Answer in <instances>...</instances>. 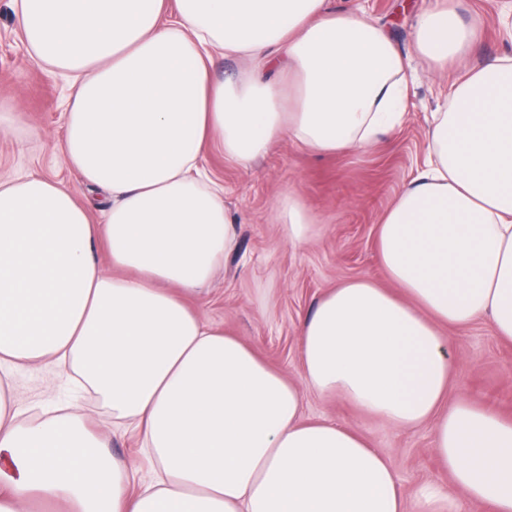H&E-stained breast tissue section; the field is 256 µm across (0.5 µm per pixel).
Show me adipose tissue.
Masks as SVG:
<instances>
[{
	"label": "adipose tissue",
	"instance_id": "ef3b65f1",
	"mask_svg": "<svg viewBox=\"0 0 512 512\" xmlns=\"http://www.w3.org/2000/svg\"><path fill=\"white\" fill-rule=\"evenodd\" d=\"M11 3L33 59L68 82L64 160L109 200L94 224L48 178L0 181V512H463L433 482L407 499L363 435L303 418L307 388L400 429L430 425L466 501L512 512V419L449 401L441 335L487 319L512 340V56L468 65L479 28L454 0L418 16L419 52L456 76L425 168L378 229L390 285L347 280L317 301L298 385L189 303L235 243L203 153L215 142L245 165L283 139L372 146L404 115L407 58L329 0ZM217 52L245 56L250 73L213 79ZM274 219L290 243L315 233L295 193ZM48 358L140 433L156 483L131 491L129 465L76 408L20 419L4 374Z\"/></svg>",
	"mask_w": 512,
	"mask_h": 512
}]
</instances>
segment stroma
Returning <instances> with one entry per match:
<instances>
[{
    "instance_id": "1",
    "label": "stroma",
    "mask_w": 512,
    "mask_h": 512,
    "mask_svg": "<svg viewBox=\"0 0 512 512\" xmlns=\"http://www.w3.org/2000/svg\"><path fill=\"white\" fill-rule=\"evenodd\" d=\"M336 8L383 26L415 69V81L400 125L375 146L322 155L283 140L250 166L238 165L218 145L206 151L205 166L224 186V209L237 227L235 251L207 290L195 296L206 322L232 333L289 380L301 382L299 331L316 301L340 282L360 277L380 285L388 280L376 251L378 225L402 185L422 166L432 112L443 106L449 77L419 57L415 19L432 0H333ZM512 0H460L462 24L480 20L478 38L468 49L473 64L512 55V38L501 18ZM65 78L45 71L28 54L10 0H0V114L18 120L0 133V180L27 173L47 176L81 198H102L100 188L82 185L62 154ZM296 192L318 216L308 243L288 244L273 222L276 202ZM457 363L449 400L467 398L512 417V343L502 341L486 320L443 331ZM70 367L45 360L9 373L15 405L38 421L55 408L77 402L90 426L110 436L113 454L130 460L134 483L153 479L156 467L131 433L112 430V416L97 398L80 391ZM304 418L329 419L355 428L386 454L406 496L423 482L448 485L438 463L429 426L401 430L338 397L306 390Z\"/></svg>"
}]
</instances>
